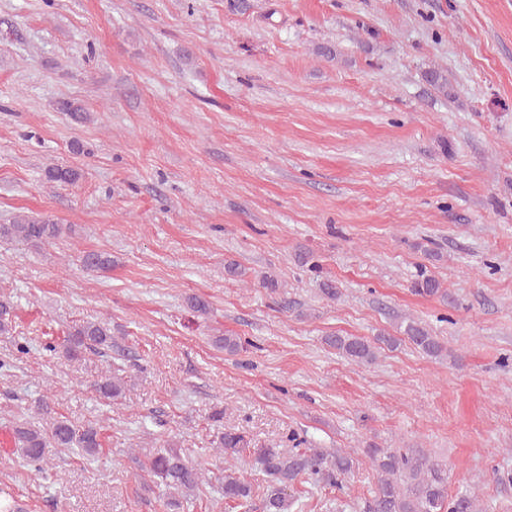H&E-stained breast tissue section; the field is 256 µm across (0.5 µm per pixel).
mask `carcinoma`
I'll list each match as a JSON object with an SVG mask.
<instances>
[{"label": "carcinoma", "instance_id": "cac0c4a2", "mask_svg": "<svg viewBox=\"0 0 512 512\" xmlns=\"http://www.w3.org/2000/svg\"><path fill=\"white\" fill-rule=\"evenodd\" d=\"M424 77L434 89L448 91V76L443 72L429 69ZM49 175L54 181L65 184H73L79 179L77 170L69 167H54ZM65 230L64 225L49 218L18 215L11 223L0 224V238L37 246L54 242ZM81 262L91 272L112 268V257L105 253L88 252ZM411 288L423 297L445 295L440 282L423 270L411 283ZM401 329L404 338L422 355L435 359L447 355L444 342L420 322L406 320ZM12 331V307L9 302L0 300V335H9ZM378 341L389 345L397 343V339L390 336H381ZM376 342L357 336L325 338V343L339 355L359 364L375 361ZM114 347L112 328L101 320L76 323L63 335H51L44 341L46 350L60 353L71 361L82 359L89 351L105 356ZM118 371L120 368H114L111 374L95 381L94 388L100 396L107 399L121 396L125 381ZM104 430L105 426L98 423H74L56 412L46 399L39 400L32 418L22 419L13 426L15 445L23 466L38 474L45 472L44 465L57 448H79L86 454L97 452L102 447ZM286 441L292 446L288 448L275 442L252 448L242 432L228 430L218 435L216 448L224 455V462L237 461L247 451L264 475V483L256 486L234 471L225 473L224 503L246 507L253 497L259 496L263 512H290L295 499L293 491L299 482H323L339 490L346 486L354 469L349 454L340 450L328 453L319 448H306L307 440L295 434L287 436ZM370 455L376 470V483L365 512H483L474 492L448 496V470L421 451L375 447L370 449ZM149 469L172 490L173 497L167 503L169 508L179 507L178 496L195 494L204 481L201 468L186 459L174 443L152 454Z\"/></svg>", "mask_w": 512, "mask_h": 512}]
</instances>
